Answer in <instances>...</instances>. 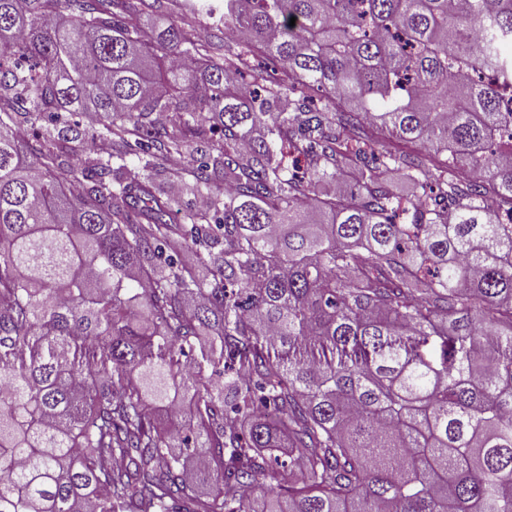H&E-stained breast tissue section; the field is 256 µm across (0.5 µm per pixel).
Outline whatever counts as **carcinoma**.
Wrapping results in <instances>:
<instances>
[{"instance_id": "carcinoma-1", "label": "carcinoma", "mask_w": 512, "mask_h": 512, "mask_svg": "<svg viewBox=\"0 0 512 512\" xmlns=\"http://www.w3.org/2000/svg\"><path fill=\"white\" fill-rule=\"evenodd\" d=\"M169 6L0 0V512H512V0Z\"/></svg>"}]
</instances>
